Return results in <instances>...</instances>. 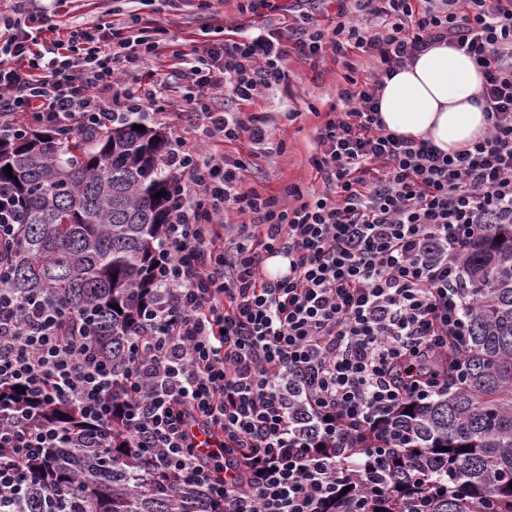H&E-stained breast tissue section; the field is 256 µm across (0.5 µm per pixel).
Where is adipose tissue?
<instances>
[{"instance_id": "obj_1", "label": "adipose tissue", "mask_w": 512, "mask_h": 512, "mask_svg": "<svg viewBox=\"0 0 512 512\" xmlns=\"http://www.w3.org/2000/svg\"><path fill=\"white\" fill-rule=\"evenodd\" d=\"M481 84L482 75L467 55L438 45L386 82L380 115L388 130L431 140L451 154L488 132L485 114L475 102Z\"/></svg>"}]
</instances>
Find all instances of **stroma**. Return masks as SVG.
Returning <instances> with one entry per match:
<instances>
[{
  "label": "stroma",
  "instance_id": "1",
  "mask_svg": "<svg viewBox=\"0 0 512 512\" xmlns=\"http://www.w3.org/2000/svg\"><path fill=\"white\" fill-rule=\"evenodd\" d=\"M243 0H176L175 7L166 9L164 14H156L155 0H140L131 4L130 0H85L84 7L75 9L71 14L60 17V24L79 25L96 19L102 7L119 8L125 11L136 10L143 17L161 18L165 27L182 42L207 39L220 41L215 31H204L203 26L213 13H220L225 25L239 23L242 19ZM292 96L283 92L271 91L257 103L258 108L270 113L275 140L281 141L283 153L268 157L250 158V148L246 141L224 144L226 154L251 161V167L245 173V185L255 188L265 195L282 194L286 187L300 186L303 193L312 194L321 191L322 186L312 177L310 160L316 153L317 129L322 123L321 115L329 105L337 100V88L342 68L333 59H325L318 67H310L290 60ZM157 112L150 120L162 128L168 137L180 136L190 142H198L201 137L195 119L182 111L176 100L158 103ZM297 110L294 121L283 119L284 111Z\"/></svg>",
  "mask_w": 512,
  "mask_h": 512
}]
</instances>
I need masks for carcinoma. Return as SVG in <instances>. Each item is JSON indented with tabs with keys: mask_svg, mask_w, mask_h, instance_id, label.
<instances>
[{
	"mask_svg": "<svg viewBox=\"0 0 512 512\" xmlns=\"http://www.w3.org/2000/svg\"><path fill=\"white\" fill-rule=\"evenodd\" d=\"M167 147L166 133L147 125L142 112L94 132L0 138V189L20 201L4 287L23 303L59 309L68 328L87 326L92 343L120 366L178 192ZM162 189L166 195L154 197ZM463 268L475 306L460 379L448 393L402 411L391 490L374 503L380 512H484L491 501L496 512H512V224L491 225ZM3 406L69 437L47 459L26 464L23 506L0 504V512H211L196 488L152 491L119 420L112 419L105 456L100 429L70 403L32 410L18 397ZM414 469L424 482H415Z\"/></svg>",
	"mask_w": 512,
	"mask_h": 512,
	"instance_id": "carcinoma-1",
	"label": "carcinoma"
}]
</instances>
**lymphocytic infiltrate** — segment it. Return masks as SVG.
I'll return each instance as SVG.
<instances>
[{"label":"lymphocytic infiltrate","mask_w":512,"mask_h":512,"mask_svg":"<svg viewBox=\"0 0 512 512\" xmlns=\"http://www.w3.org/2000/svg\"><path fill=\"white\" fill-rule=\"evenodd\" d=\"M295 0L231 37L183 49L135 12L60 27L67 0L41 6L50 43L32 37L25 7L0 16V136L30 123L88 130L165 100L168 80L138 72L170 54L183 106L209 147L174 145L179 181L142 326L120 395L112 369L57 312L0 290V387L22 386L31 407L66 401L103 428L119 419L159 484L202 488L216 512H325L349 479L365 504L389 490L388 432L400 411L455 384L448 358L469 334L463 256L490 224H512V0ZM481 69L476 101L491 126L446 154L389 131L379 113L387 79L433 46ZM347 59L317 133L312 165L324 189L305 198L243 189L247 163L214 144L263 149L267 91L287 87L285 63ZM223 92L212 110L209 92ZM286 259L269 273L266 262ZM213 450H199L197 434ZM65 436L56 426L0 424V499L24 486L22 461Z\"/></svg>","instance_id":"1"}]
</instances>
